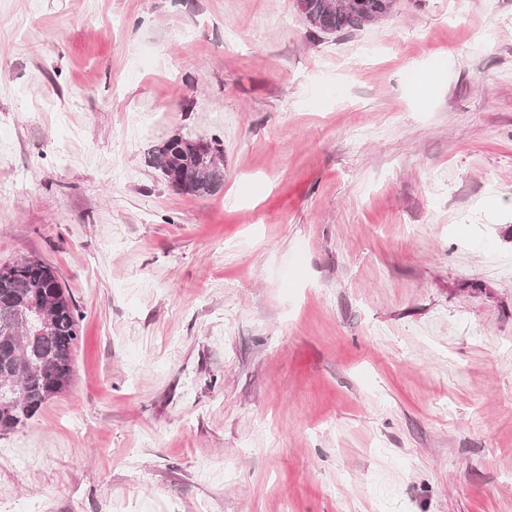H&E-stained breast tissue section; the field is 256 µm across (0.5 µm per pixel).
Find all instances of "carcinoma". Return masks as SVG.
Masks as SVG:
<instances>
[{
	"instance_id": "carcinoma-1",
	"label": "carcinoma",
	"mask_w": 512,
	"mask_h": 512,
	"mask_svg": "<svg viewBox=\"0 0 512 512\" xmlns=\"http://www.w3.org/2000/svg\"><path fill=\"white\" fill-rule=\"evenodd\" d=\"M310 27L323 34L360 30L389 16L394 0H296ZM221 141L175 134L151 150L152 166L176 191L207 197L224 185ZM38 303L50 319V331L30 338L24 313ZM78 313L65 293L58 271L34 257L0 265V381L14 386L0 399V433L25 427L41 407L73 380V352L80 339Z\"/></svg>"
}]
</instances>
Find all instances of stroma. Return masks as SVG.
Returning <instances> with one entry per match:
<instances>
[{
	"instance_id": "35a3bbf8",
	"label": "stroma",
	"mask_w": 512,
	"mask_h": 512,
	"mask_svg": "<svg viewBox=\"0 0 512 512\" xmlns=\"http://www.w3.org/2000/svg\"><path fill=\"white\" fill-rule=\"evenodd\" d=\"M295 4L0 0V264L83 315L11 512H512V0ZM337 0H296L299 13L318 33L335 34L359 30L388 17L395 0H346L345 7H337ZM202 142L175 134L151 150L152 166L179 193L207 197L224 185L223 144L218 139Z\"/></svg>"
}]
</instances>
